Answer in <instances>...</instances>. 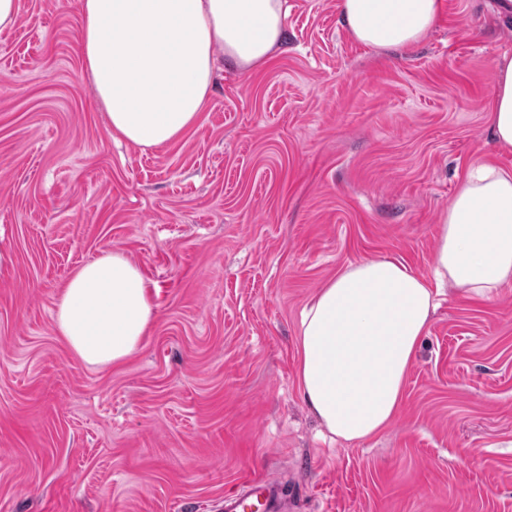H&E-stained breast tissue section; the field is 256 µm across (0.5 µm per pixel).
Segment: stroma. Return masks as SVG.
<instances>
[{"label":"stroma","mask_w":512,"mask_h":512,"mask_svg":"<svg viewBox=\"0 0 512 512\" xmlns=\"http://www.w3.org/2000/svg\"><path fill=\"white\" fill-rule=\"evenodd\" d=\"M285 46L226 68L198 125L114 140L84 78L80 0H18L0 32V512H222L250 476L294 512H512V284L449 292L373 440H331L297 382L300 313L343 267L430 272L439 219L488 137L498 0H442L420 44L352 39L336 0H290ZM123 251L155 322L118 366L54 312Z\"/></svg>","instance_id":"1"}]
</instances>
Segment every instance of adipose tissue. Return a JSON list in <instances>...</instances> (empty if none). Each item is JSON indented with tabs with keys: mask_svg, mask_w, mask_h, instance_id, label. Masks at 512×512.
<instances>
[{
	"mask_svg": "<svg viewBox=\"0 0 512 512\" xmlns=\"http://www.w3.org/2000/svg\"><path fill=\"white\" fill-rule=\"evenodd\" d=\"M442 0H338L357 42L383 50L419 44ZM80 54L113 138L166 146L199 121L219 61L249 74L283 47L288 0H80ZM489 137L512 152V52L498 56ZM512 282V171L472 166L439 224L431 272L386 256L348 265L302 309L297 378L325 429L345 442L381 435L404 398L413 356L437 297L450 288L491 298ZM155 321L142 269L112 250L81 265L62 288L55 327L86 364L108 366L138 350Z\"/></svg>",
	"mask_w": 512,
	"mask_h": 512,
	"instance_id": "1",
	"label": "adipose tissue"
}]
</instances>
